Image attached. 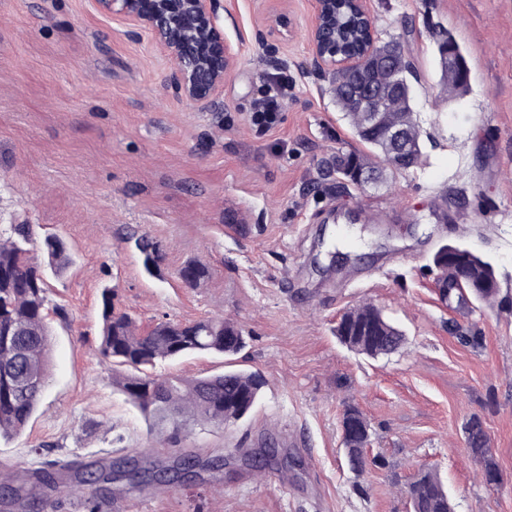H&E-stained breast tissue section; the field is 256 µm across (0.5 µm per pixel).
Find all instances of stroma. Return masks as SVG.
Returning <instances> with one entry per match:
<instances>
[{
    "label": "stroma",
    "mask_w": 512,
    "mask_h": 512,
    "mask_svg": "<svg viewBox=\"0 0 512 512\" xmlns=\"http://www.w3.org/2000/svg\"><path fill=\"white\" fill-rule=\"evenodd\" d=\"M313 0H220L224 35L240 61L212 99L192 102L173 64L136 26L89 0H0V224L61 235L74 263L48 297L50 379L24 432L0 443L25 506L45 493L40 462L109 463L129 455L200 462L190 482L118 480L98 512H409L404 484L436 467L455 512H512V0H371L382 40L411 65L422 158L380 185L318 190L322 159L359 149L308 64ZM452 38L469 70L449 95L437 47ZM287 70L276 124L252 114L262 74ZM148 235L165 255L147 273L129 239ZM462 244L501 277L499 306L459 310L432 284L434 253ZM196 262L197 287L178 277ZM141 328L224 317L246 346L239 364L264 387L250 417L194 425L177 442L112 384L98 352V300ZM382 309L402 348L372 360L334 334L358 304ZM478 331L461 344L449 321ZM357 406L379 463L351 471L341 420ZM480 417L502 482L487 487L468 453L465 422ZM275 445L293 459L274 480L245 453Z\"/></svg>",
    "instance_id": "obj_1"
}]
</instances>
